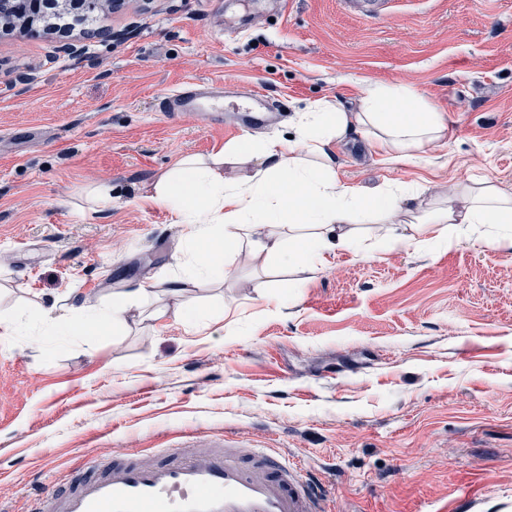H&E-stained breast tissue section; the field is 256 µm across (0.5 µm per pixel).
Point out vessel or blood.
Returning a JSON list of instances; mask_svg holds the SVG:
<instances>
[{"mask_svg": "<svg viewBox=\"0 0 512 512\" xmlns=\"http://www.w3.org/2000/svg\"><path fill=\"white\" fill-rule=\"evenodd\" d=\"M190 87L165 96V112L192 111ZM327 496L301 469L260 450L165 448L154 460L112 461L67 490L41 493L31 512H326Z\"/></svg>", "mask_w": 512, "mask_h": 512, "instance_id": "b4317fda", "label": "vessel or blood"}]
</instances>
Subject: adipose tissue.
<instances>
[{"mask_svg": "<svg viewBox=\"0 0 512 512\" xmlns=\"http://www.w3.org/2000/svg\"><path fill=\"white\" fill-rule=\"evenodd\" d=\"M353 131L404 159L444 141L448 123L410 87L369 83L357 111L327 100L308 106L299 113L290 141L258 142L245 135L209 161L181 158L152 186L153 200L176 213L184 226L185 263L192 269L189 276L168 279L167 294L180 299L201 281L223 277L227 245L246 243L283 267L311 272L340 249L367 256L359 232L363 224L385 225L388 241L410 246L452 240L465 226L484 224L492 228L490 241L497 249L512 251V192L493 177L457 183L421 215L406 206L419 197L412 188L361 194L343 185L333 146ZM228 164L249 171L231 181L224 175ZM151 295L145 286L119 292L106 309L86 303L74 315L120 328L141 316Z\"/></svg>", "mask_w": 512, "mask_h": 512, "instance_id": "obj_1", "label": "adipose tissue"}]
</instances>
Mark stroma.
Here are the masks:
<instances>
[{"label": "stroma", "mask_w": 512, "mask_h": 512, "mask_svg": "<svg viewBox=\"0 0 512 512\" xmlns=\"http://www.w3.org/2000/svg\"><path fill=\"white\" fill-rule=\"evenodd\" d=\"M375 2L125 0L64 36L0 30V512L105 461L223 444L302 467L328 512H512V252L484 226L419 249L373 224L371 258L312 273L239 247L184 299L158 286L186 249L159 174L287 137L321 99L356 109L367 82L413 87L448 137L403 161L351 133L343 184L512 191V0ZM188 83L200 111H158ZM149 283L122 330L66 313Z\"/></svg>", "instance_id": "stroma-1"}]
</instances>
